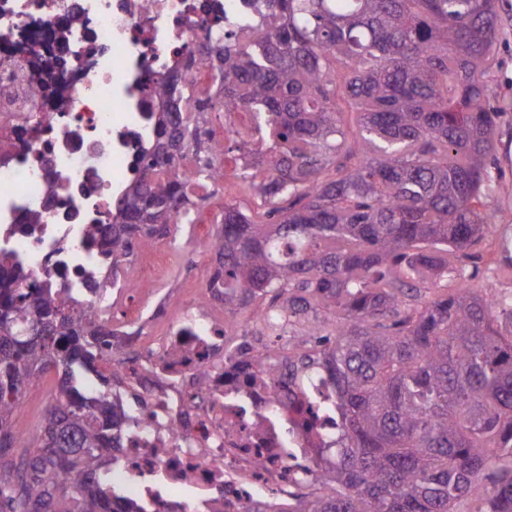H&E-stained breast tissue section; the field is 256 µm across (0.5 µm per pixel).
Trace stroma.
Instances as JSON below:
<instances>
[{"label":"stroma","instance_id":"1","mask_svg":"<svg viewBox=\"0 0 512 512\" xmlns=\"http://www.w3.org/2000/svg\"><path fill=\"white\" fill-rule=\"evenodd\" d=\"M499 27L500 41L487 77L489 103L502 114L491 161L494 189L487 198L496 229L477 243L484 262L469 283L474 294L486 300L512 295V0L500 4ZM167 248L170 262L159 278V287L192 289L207 278L211 261L200 256L195 235L180 232L168 241ZM56 383L55 373L46 374L39 389L29 392L22 408L17 409L16 424L26 433L40 428Z\"/></svg>","mask_w":512,"mask_h":512}]
</instances>
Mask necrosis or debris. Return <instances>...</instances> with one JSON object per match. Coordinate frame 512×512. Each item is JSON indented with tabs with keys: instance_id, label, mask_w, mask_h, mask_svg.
Returning <instances> with one entry per match:
<instances>
[{
	"instance_id": "4bbe7bcc",
	"label": "necrosis or debris",
	"mask_w": 512,
	"mask_h": 512,
	"mask_svg": "<svg viewBox=\"0 0 512 512\" xmlns=\"http://www.w3.org/2000/svg\"><path fill=\"white\" fill-rule=\"evenodd\" d=\"M248 11V0H0V251L30 281L77 288L91 273L102 296L122 297L106 316L109 366L135 420L121 477L152 512H286L299 484L328 487L318 451L335 440L338 418L326 374L296 354L278 373L260 369L256 356L280 338L228 324L223 289L204 285L184 301L153 287L166 250L143 249L144 273L116 290L86 240L88 225L111 223L150 147L162 109L155 77L213 86L195 47ZM261 147L247 140L211 181L195 177L190 153L172 158L197 206L200 245Z\"/></svg>"
}]
</instances>
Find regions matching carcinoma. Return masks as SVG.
I'll use <instances>...</instances> for the list:
<instances>
[{
	"mask_svg": "<svg viewBox=\"0 0 512 512\" xmlns=\"http://www.w3.org/2000/svg\"><path fill=\"white\" fill-rule=\"evenodd\" d=\"M499 0H255L227 21L214 79L224 111L257 132L260 168L241 173L264 200L256 223L232 200L209 249L224 302L269 304L280 322L312 313L332 328L315 365L336 391L334 447L319 449L331 487L292 512H512V298L470 295L472 245L492 215L489 165L500 112L487 73ZM348 77L337 84L331 60ZM167 111L110 224L88 225L101 265L118 274L138 241L180 231L181 180L162 176L188 150L213 175L201 125L207 88L154 81ZM358 109L356 133L343 105ZM451 294L425 291L446 277ZM0 252V512H149L118 493L133 425L105 368L93 288L21 290ZM61 382L41 433L13 459L23 391Z\"/></svg>",
	"mask_w": 512,
	"mask_h": 512,
	"instance_id": "obj_1",
	"label": "carcinoma"
}]
</instances>
